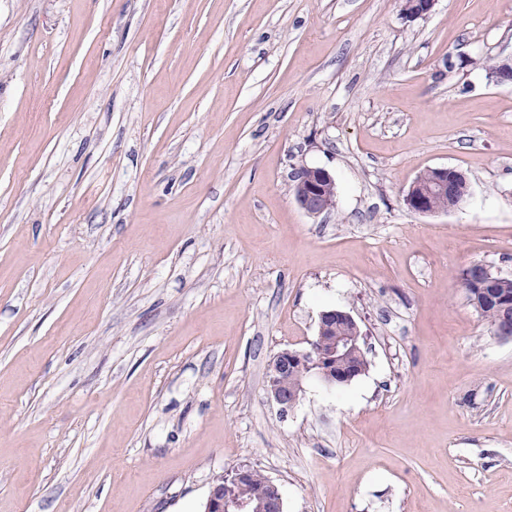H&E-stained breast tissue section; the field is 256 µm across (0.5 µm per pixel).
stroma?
Returning a JSON list of instances; mask_svg holds the SVG:
<instances>
[{"label":"stroma","mask_w":512,"mask_h":512,"mask_svg":"<svg viewBox=\"0 0 512 512\" xmlns=\"http://www.w3.org/2000/svg\"><path fill=\"white\" fill-rule=\"evenodd\" d=\"M512 0H0V512H512ZM465 172L418 215L423 170ZM322 167L334 212L292 177ZM349 312L368 372L268 365ZM453 172H457V169L447 166L432 168V176L428 169L420 173L418 179L422 183L427 182L429 179L430 181L427 185L422 186L419 180L415 178L404 196L406 209L411 213L420 215L444 213L432 209L445 211L450 204L454 203V200L448 197V195H453L455 189V182L452 176ZM447 191L448 194L435 195L429 202V198L433 193ZM298 171L294 194L297 203L310 215H320L331 210L336 205L335 197L329 196L324 191V184L334 180L333 175L326 169L319 168L317 174L306 175ZM468 279L476 288H480V292L485 296L486 301L478 307L476 304L472 303L471 298L466 294L472 307L479 316L492 327L499 317V311L495 305L498 306L501 310V318L493 327L494 335L502 339H512V302H510L505 295L499 294L495 290V288H497V279H504V277L493 276L487 268L480 266L468 276ZM499 288L509 292L511 296L512 279H504L499 285ZM487 302H491L495 305ZM249 468L248 465H240L225 476L217 477L211 485L204 512H283V499L278 484L273 480L269 481L270 478L253 467L248 476ZM243 479L245 480L231 485L229 489L230 496L240 501L231 499L228 494L224 496L227 482H239ZM267 482L268 487L259 491ZM256 493L255 508L248 502H241L253 499Z\"/></svg>","instance_id":"stroma-1"}]
</instances>
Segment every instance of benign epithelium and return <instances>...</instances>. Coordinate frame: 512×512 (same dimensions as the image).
Here are the masks:
<instances>
[{"label":"benign epithelium","mask_w":512,"mask_h":512,"mask_svg":"<svg viewBox=\"0 0 512 512\" xmlns=\"http://www.w3.org/2000/svg\"><path fill=\"white\" fill-rule=\"evenodd\" d=\"M401 11L407 19H418L427 16L435 5V0H401ZM452 167H435L427 185L414 180L404 196L406 209L414 214L431 215L434 210L429 208V198L436 192L453 194L455 182ZM334 180L333 175L321 168L310 175L299 174L295 186V199L302 209L310 215H320L336 205V199L324 191V184ZM468 279L491 302L501 310V318L493 327L494 335L502 339H512V302L496 291L497 277L487 268H476ZM364 341L356 320L345 311L327 310L320 314L318 327L309 349L305 351L285 349L276 354L268 366L271 376L286 375L297 365L309 369L317 368L316 374L330 386L342 387L350 384L359 376L351 359L360 342ZM342 359L346 368L337 370V360ZM267 396L282 413H287L297 404L302 387L290 388L284 384L267 383ZM249 474V466L240 465L231 472L217 477L211 485L204 512H283V499L278 484L268 482V487L260 490L256 496V505L231 499L224 494L227 482H238Z\"/></svg>","instance_id":"7a95c632"}]
</instances>
